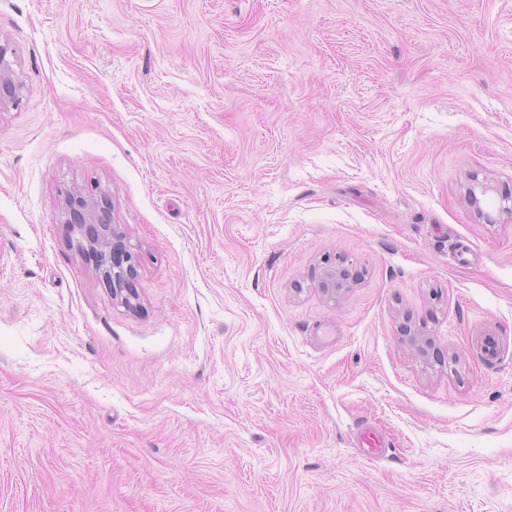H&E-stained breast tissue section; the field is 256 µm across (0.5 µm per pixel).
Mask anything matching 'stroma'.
<instances>
[{
    "instance_id": "stroma-1",
    "label": "stroma",
    "mask_w": 512,
    "mask_h": 512,
    "mask_svg": "<svg viewBox=\"0 0 512 512\" xmlns=\"http://www.w3.org/2000/svg\"><path fill=\"white\" fill-rule=\"evenodd\" d=\"M0 44V512H512V0H0ZM21 84L13 77L10 62L6 59V49L0 46V109L14 101L21 91ZM62 214L66 224H73L90 249L107 252L105 234L111 224L107 206L103 201L90 194L65 192ZM115 226L116 225L112 226V250L114 249V252H112V262L110 261V264L104 263L101 266L103 267L104 274L107 276V278L112 279V295L116 299H120L122 304L133 308L136 306V303L133 302L137 300L136 294L132 288H125L128 275L131 272L129 266L132 259V254L125 248V245L122 241V236L119 232L116 231ZM117 244L121 246L119 251L115 250ZM117 253H121L123 256L121 263L115 260V255ZM124 263L126 266H124ZM347 262V258L341 255L328 256L324 259L322 277L317 288L327 299L336 301L351 287L352 279L348 277L345 266Z\"/></svg>"
}]
</instances>
